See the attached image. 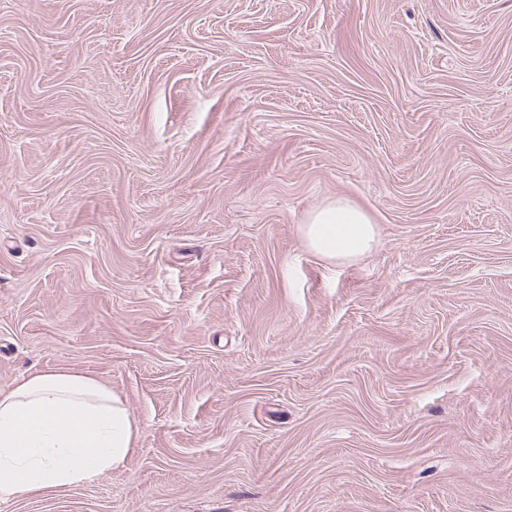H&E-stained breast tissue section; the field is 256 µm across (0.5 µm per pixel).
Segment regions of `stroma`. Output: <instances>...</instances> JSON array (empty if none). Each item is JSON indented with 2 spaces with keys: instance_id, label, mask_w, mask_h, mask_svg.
<instances>
[{
  "instance_id": "stroma-1",
  "label": "stroma",
  "mask_w": 512,
  "mask_h": 512,
  "mask_svg": "<svg viewBox=\"0 0 512 512\" xmlns=\"http://www.w3.org/2000/svg\"><path fill=\"white\" fill-rule=\"evenodd\" d=\"M347 198L377 250L300 234ZM124 465L0 512H512V0H0V390Z\"/></svg>"
}]
</instances>
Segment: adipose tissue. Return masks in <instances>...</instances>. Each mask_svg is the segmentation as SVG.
I'll use <instances>...</instances> for the list:
<instances>
[{
	"label": "adipose tissue",
	"instance_id": "adipose-tissue-1",
	"mask_svg": "<svg viewBox=\"0 0 512 512\" xmlns=\"http://www.w3.org/2000/svg\"><path fill=\"white\" fill-rule=\"evenodd\" d=\"M322 258L357 260L378 242L361 207L339 198L315 208L301 227ZM137 429L127 407L95 377L37 371L0 390V502L50 493L123 465Z\"/></svg>",
	"mask_w": 512,
	"mask_h": 512
}]
</instances>
